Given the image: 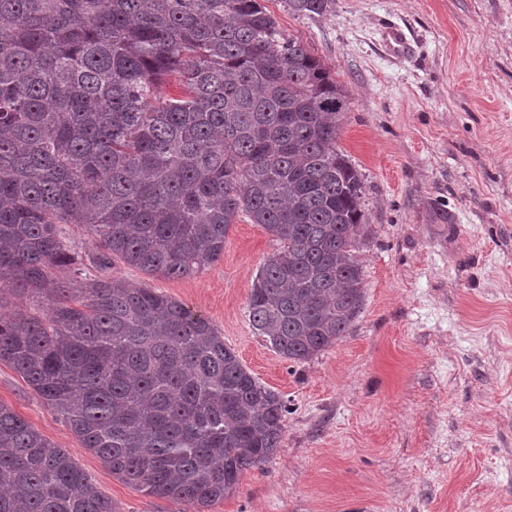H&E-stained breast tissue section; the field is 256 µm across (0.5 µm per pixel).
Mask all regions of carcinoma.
<instances>
[{
	"mask_svg": "<svg viewBox=\"0 0 512 512\" xmlns=\"http://www.w3.org/2000/svg\"><path fill=\"white\" fill-rule=\"evenodd\" d=\"M171 76L179 91L158 96ZM347 110L260 0H0V299L38 307L0 314V363L124 484L208 512L280 447L287 405L207 318L102 272L197 274L245 216L280 244L252 326L295 364L335 346L371 235L337 143ZM64 224L96 250L74 251ZM0 512L118 509L0 403Z\"/></svg>",
	"mask_w": 512,
	"mask_h": 512,
	"instance_id": "cac0c4a2",
	"label": "carcinoma"
}]
</instances>
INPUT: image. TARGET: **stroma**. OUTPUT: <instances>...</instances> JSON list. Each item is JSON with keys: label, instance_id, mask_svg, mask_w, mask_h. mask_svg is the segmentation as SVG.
Masks as SVG:
<instances>
[{"label": "stroma", "instance_id": "1", "mask_svg": "<svg viewBox=\"0 0 512 512\" xmlns=\"http://www.w3.org/2000/svg\"><path fill=\"white\" fill-rule=\"evenodd\" d=\"M346 91L339 146L372 235L347 335L292 364L248 297L278 247L231 225L219 262L177 279L109 276L205 315L288 402L281 445L212 512H512V0H335L296 15L261 0ZM411 41L388 54L383 33ZM0 402L92 475L119 512H187L118 480L10 366Z\"/></svg>", "mask_w": 512, "mask_h": 512}]
</instances>
